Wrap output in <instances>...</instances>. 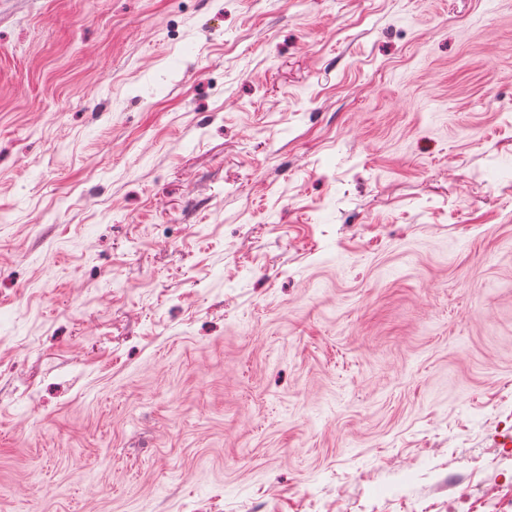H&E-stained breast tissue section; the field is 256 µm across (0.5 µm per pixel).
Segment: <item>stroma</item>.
Here are the masks:
<instances>
[{"label": "stroma", "mask_w": 512, "mask_h": 512, "mask_svg": "<svg viewBox=\"0 0 512 512\" xmlns=\"http://www.w3.org/2000/svg\"><path fill=\"white\" fill-rule=\"evenodd\" d=\"M0 512H512V0H0Z\"/></svg>", "instance_id": "35a3bbf8"}]
</instances>
